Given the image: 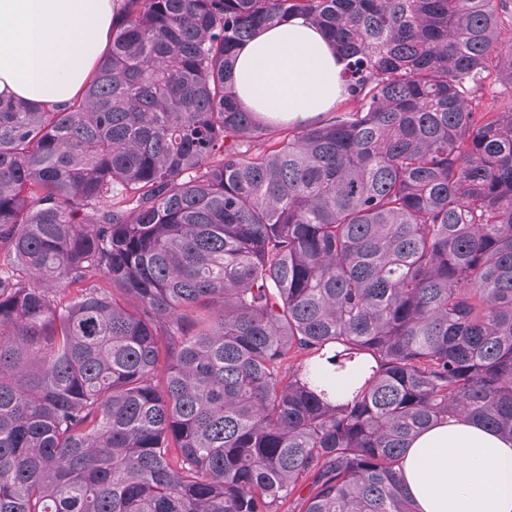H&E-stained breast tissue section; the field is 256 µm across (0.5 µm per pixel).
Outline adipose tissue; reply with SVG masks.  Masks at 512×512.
Wrapping results in <instances>:
<instances>
[{
	"mask_svg": "<svg viewBox=\"0 0 512 512\" xmlns=\"http://www.w3.org/2000/svg\"><path fill=\"white\" fill-rule=\"evenodd\" d=\"M121 0H0V100L58 110L79 98L106 52ZM342 63L308 20L257 32L234 72L243 107L306 124L333 111ZM405 488L417 512H512V438L457 418L405 450Z\"/></svg>",
	"mask_w": 512,
	"mask_h": 512,
	"instance_id": "obj_1",
	"label": "adipose tissue"
}]
</instances>
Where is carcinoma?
Returning a JSON list of instances; mask_svg holds the SVG:
<instances>
[{
  "label": "carcinoma",
  "mask_w": 512,
  "mask_h": 512,
  "mask_svg": "<svg viewBox=\"0 0 512 512\" xmlns=\"http://www.w3.org/2000/svg\"><path fill=\"white\" fill-rule=\"evenodd\" d=\"M511 9L123 0L80 100L0 101V512H416L417 433L512 438ZM292 16L354 108L272 132L233 70ZM370 366L371 364L359 357L352 363L351 371H336V382L341 383L339 387L336 386V400L340 397L342 390L361 385L365 377H368L371 373Z\"/></svg>",
  "instance_id": "1"
}]
</instances>
